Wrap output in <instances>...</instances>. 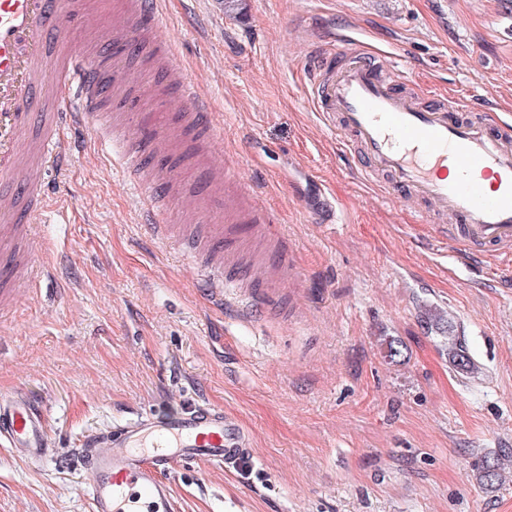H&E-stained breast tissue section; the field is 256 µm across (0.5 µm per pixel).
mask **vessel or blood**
I'll return each instance as SVG.
<instances>
[{"label":"vessel or blood","instance_id":"obj_1","mask_svg":"<svg viewBox=\"0 0 512 512\" xmlns=\"http://www.w3.org/2000/svg\"><path fill=\"white\" fill-rule=\"evenodd\" d=\"M84 0H0V187L9 188V212L0 220V309L14 300L18 277L35 281L19 240H32L34 226L48 208L45 175L64 166L67 128H90L111 120L112 136L122 147L116 163L135 182H147L144 207L154 236L180 244L199 257L211 279L243 289L244 309L256 318L279 304L293 273L288 240L274 211L247 188L236 197L219 192L224 176L207 163L205 150L214 139L211 106L189 81L173 51L161 46L155 57L166 60L163 90L178 98L184 131L171 141L150 112L104 114L106 99L99 57L73 50L68 36L83 24ZM130 10L113 33L114 43L144 32L159 0H129ZM329 52L311 57L310 103L322 116L337 114L343 151L363 156L364 182L389 175L390 188L448 213L458 257L479 251L491 276L512 268V136L497 134L480 118H462L460 100L448 97L422 106L406 92L407 72L383 75L374 56L359 52L331 67ZM54 67L61 109H46L42 82ZM41 138L31 160L19 143L28 129ZM160 160L147 167V153ZM193 175V203L209 220L179 224L169 214L175 186L167 163ZM0 440L18 458L56 459L75 465L88 478L92 512H174L169 474L178 462H205L232 468L250 454L247 434L218 406L196 405L160 418L145 413L113 422L88 434L69 456L56 458L44 428V411L23 395H0Z\"/></svg>","mask_w":512,"mask_h":512}]
</instances>
